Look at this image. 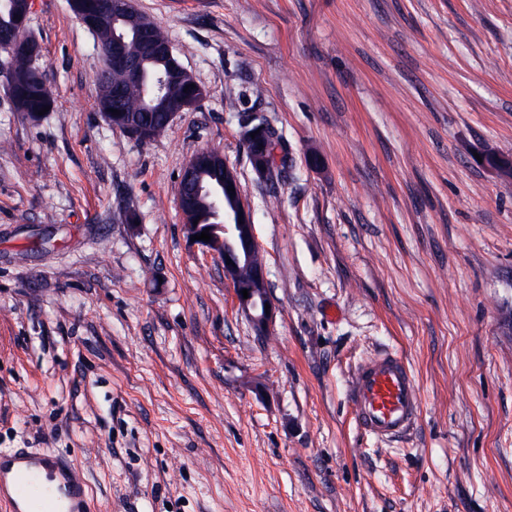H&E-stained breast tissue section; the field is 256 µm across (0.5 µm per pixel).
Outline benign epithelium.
<instances>
[{"mask_svg": "<svg viewBox=\"0 0 512 512\" xmlns=\"http://www.w3.org/2000/svg\"><path fill=\"white\" fill-rule=\"evenodd\" d=\"M120 15V19L134 31L136 40L139 42L143 53L149 57L162 59L171 62L173 70L184 71V67L177 61L172 45L165 41L156 39L154 35V23L148 19L137 17L136 10L131 0H121L116 6L105 5L100 9L97 18L100 20L112 19V13ZM99 53L104 61L105 70H122L132 80L140 78L141 69L134 60L126 53L124 38L115 37L112 40V47L98 46ZM23 51L32 59L39 58L40 46L29 37L27 33L15 35L3 33L0 35V53L12 56L14 53ZM206 97L205 89L195 85L193 93L181 100L168 104L165 108V120L171 122L180 112H189L197 109ZM278 160L277 147L275 145L264 146V155L261 158L253 159L254 168L263 176H268L274 170ZM201 165H209L215 168H223L227 173L231 169L224 161V156L214 154L210 150H200L190 157L185 164L184 172ZM224 188L235 189L236 202L232 210L224 213L222 224H197L189 222L188 215L195 202L194 196L179 199V207L182 214L183 226L187 237L191 238L190 244L201 249L203 252L212 255L217 261L224 265V275L233 283L236 297L241 310L249 318L255 332L264 336L267 334L273 323L276 314V307L267 288L265 266L261 263L254 264L249 268V276L243 279L239 276L240 268L245 260L256 251L254 236V224L249 205L243 200L238 183L233 181L224 182ZM209 230L211 240H194L192 236ZM232 264H227V260ZM248 290V298H243L242 290ZM270 309H265V305Z\"/></svg>", "mask_w": 512, "mask_h": 512, "instance_id": "benign-epithelium-1", "label": "benign epithelium"}]
</instances>
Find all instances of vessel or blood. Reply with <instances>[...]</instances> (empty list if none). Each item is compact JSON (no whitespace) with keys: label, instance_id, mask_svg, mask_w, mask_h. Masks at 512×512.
Returning <instances> with one entry per match:
<instances>
[{"label":"vessel or blood","instance_id":"obj_1","mask_svg":"<svg viewBox=\"0 0 512 512\" xmlns=\"http://www.w3.org/2000/svg\"><path fill=\"white\" fill-rule=\"evenodd\" d=\"M347 400L365 435H406L422 413L420 389L406 358L379 352L360 361ZM0 503L7 512H88L86 484L70 459L52 452H0Z\"/></svg>","mask_w":512,"mask_h":512}]
</instances>
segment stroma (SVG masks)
I'll return each instance as SVG.
<instances>
[{
  "label": "stroma",
  "instance_id": "35a3bbf8",
  "mask_svg": "<svg viewBox=\"0 0 512 512\" xmlns=\"http://www.w3.org/2000/svg\"><path fill=\"white\" fill-rule=\"evenodd\" d=\"M133 3L207 91L155 140L102 118L67 0L27 25L52 111L0 82V451L67 456L92 512H512V177L482 160H512V0ZM256 115L291 177L254 170ZM204 149L252 209L262 337L186 237ZM386 349L422 416L380 442L346 386Z\"/></svg>",
  "mask_w": 512,
  "mask_h": 512
}]
</instances>
